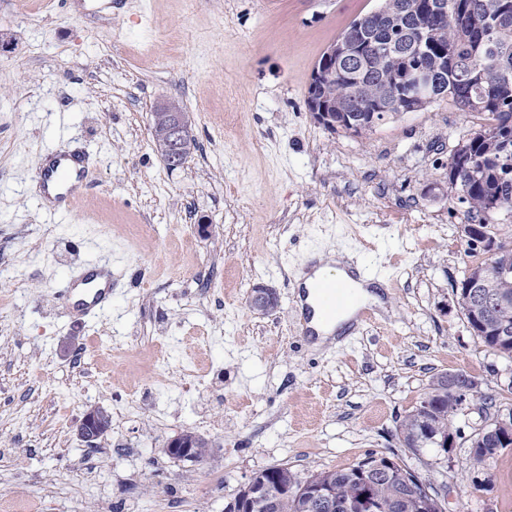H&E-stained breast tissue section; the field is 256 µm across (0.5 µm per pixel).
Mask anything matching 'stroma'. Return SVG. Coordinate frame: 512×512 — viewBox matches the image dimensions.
<instances>
[{
    "mask_svg": "<svg viewBox=\"0 0 512 512\" xmlns=\"http://www.w3.org/2000/svg\"><path fill=\"white\" fill-rule=\"evenodd\" d=\"M381 0H0V512H227L250 476L395 457L446 512H512V451L469 473L477 411L449 451L403 448L400 420L441 373L503 397L512 361L458 305L470 259L448 157L482 117L448 103L363 137L307 106L328 46ZM165 100L197 148L170 170L153 144ZM91 178L71 215L45 208L38 163L67 148ZM337 251L384 282L363 331L319 347L296 278ZM108 265L112 305L60 306ZM274 288L269 314L248 303ZM110 414L87 447V408ZM206 461L176 460V435ZM191 432H183L170 439L164 452L171 458L178 460H196V448H194Z\"/></svg>",
    "mask_w": 512,
    "mask_h": 512,
    "instance_id": "1",
    "label": "stroma"
}]
</instances>
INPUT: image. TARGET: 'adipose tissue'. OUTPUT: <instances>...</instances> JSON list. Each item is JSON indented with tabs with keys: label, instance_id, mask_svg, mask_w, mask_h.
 <instances>
[{
	"label": "adipose tissue",
	"instance_id": "obj_1",
	"mask_svg": "<svg viewBox=\"0 0 512 512\" xmlns=\"http://www.w3.org/2000/svg\"><path fill=\"white\" fill-rule=\"evenodd\" d=\"M322 281H335L345 285L352 291L354 300L327 322L310 320L309 327L316 333V343L320 346L333 338L337 331L348 325L360 309L368 305L378 306L382 303L379 293L374 290L372 284L356 276L350 266L343 264L334 254L319 256L316 263L305 274L303 286L307 290L304 299L306 305H314L313 288Z\"/></svg>",
	"mask_w": 512,
	"mask_h": 512
}]
</instances>
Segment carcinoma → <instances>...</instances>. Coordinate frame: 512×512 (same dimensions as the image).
<instances>
[{
    "label": "carcinoma",
    "instance_id": "obj_1",
    "mask_svg": "<svg viewBox=\"0 0 512 512\" xmlns=\"http://www.w3.org/2000/svg\"><path fill=\"white\" fill-rule=\"evenodd\" d=\"M499 0H397L396 9L385 16L369 12L355 19L346 32L370 43L365 54L349 52L337 63L342 78L324 84L320 93L336 98V126L352 136H364L385 121L406 112V103L390 105L382 110L372 101L377 92L391 85L393 59H403L426 67L435 100L451 99L458 109L484 115V124L467 140L473 165L463 167L460 159L450 155L448 181L457 195L470 199L477 212L503 213L512 216V10L503 12ZM467 255L473 258L468 283L484 289L512 291V273L506 279L494 277V258L475 259L477 248ZM506 316L512 320V305L507 310L488 314V324L476 327V338L484 347L493 349L512 341L500 336L491 322ZM431 413L423 421L420 408L402 419L399 429L408 448L427 447L429 432L449 430L460 410L458 399L447 389L429 388ZM484 411L511 408L491 395L478 392L471 396ZM475 437L482 446L470 449L469 470L488 476L483 489L493 486L490 463L507 445L486 428ZM376 454L371 453L348 468L320 470L302 477L290 468L280 470V480L288 482V497L279 512H312L306 508L308 492L316 484L332 491L336 502L355 498L361 489L363 475ZM375 494L386 502H394L391 512H445L438 493L422 481L407 483L399 477L382 476L373 481Z\"/></svg>",
    "mask_w": 512,
    "mask_h": 512
}]
</instances>
